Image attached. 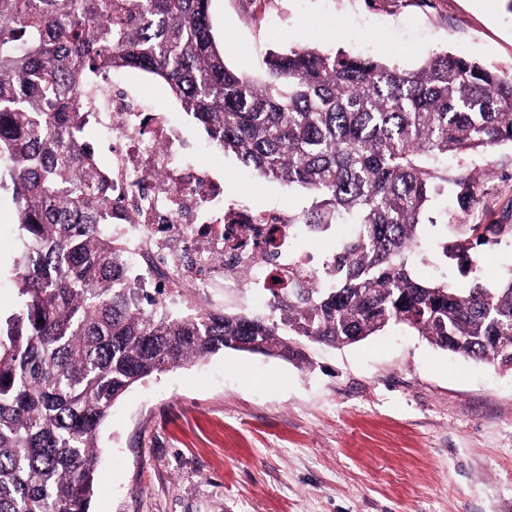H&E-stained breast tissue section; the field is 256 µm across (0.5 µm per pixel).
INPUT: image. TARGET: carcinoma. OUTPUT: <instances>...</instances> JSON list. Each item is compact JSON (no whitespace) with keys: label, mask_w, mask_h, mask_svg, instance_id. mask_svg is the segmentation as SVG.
I'll return each mask as SVG.
<instances>
[{"label":"carcinoma","mask_w":512,"mask_h":512,"mask_svg":"<svg viewBox=\"0 0 512 512\" xmlns=\"http://www.w3.org/2000/svg\"><path fill=\"white\" fill-rule=\"evenodd\" d=\"M211 0H0V171L22 231L20 307L0 322V512H88L99 432L130 388L220 350L311 364L401 324L512 372V267L488 287L480 247L501 224L455 231L466 287L420 281L436 166L512 143V69L434 53L415 70L315 46L275 50L264 78L232 69ZM137 70L164 82L220 152L312 196L295 238L341 224L317 276L265 317L201 310L122 284L112 194L84 129L82 91ZM477 205L475 178L454 182Z\"/></svg>","instance_id":"obj_1"}]
</instances>
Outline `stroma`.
I'll use <instances>...</instances> for the list:
<instances>
[{
    "instance_id": "1",
    "label": "stroma",
    "mask_w": 512,
    "mask_h": 512,
    "mask_svg": "<svg viewBox=\"0 0 512 512\" xmlns=\"http://www.w3.org/2000/svg\"><path fill=\"white\" fill-rule=\"evenodd\" d=\"M227 64L316 45L406 70L452 52L512 67V0H211ZM483 172L462 212L454 181ZM440 224L512 218V144L438 169ZM21 232L0 190V316L17 310ZM309 368L221 350L148 378L99 435L89 512H512V376L402 325Z\"/></svg>"
}]
</instances>
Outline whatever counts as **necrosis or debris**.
Instances as JSON below:
<instances>
[{
  "label": "necrosis or debris",
  "instance_id": "1",
  "mask_svg": "<svg viewBox=\"0 0 512 512\" xmlns=\"http://www.w3.org/2000/svg\"><path fill=\"white\" fill-rule=\"evenodd\" d=\"M88 119L112 181V237L138 287L164 290L170 311L247 298L263 309L290 278L326 271L321 254L289 249L292 211L226 200L212 163L187 162L167 108L144 111L140 84L121 76L89 92Z\"/></svg>",
  "mask_w": 512,
  "mask_h": 512
}]
</instances>
